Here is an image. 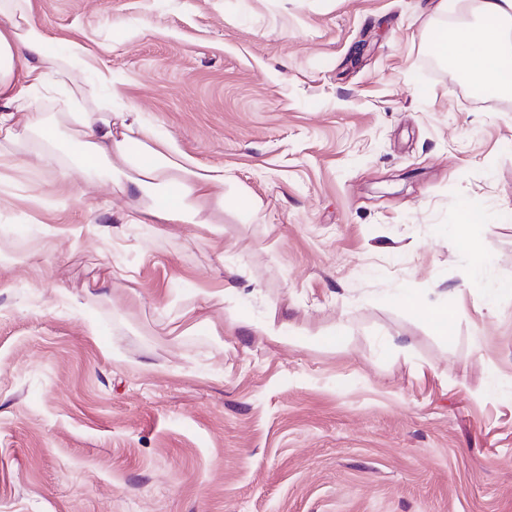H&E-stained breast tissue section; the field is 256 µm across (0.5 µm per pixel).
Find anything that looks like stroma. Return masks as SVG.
<instances>
[{
  "mask_svg": "<svg viewBox=\"0 0 512 512\" xmlns=\"http://www.w3.org/2000/svg\"><path fill=\"white\" fill-rule=\"evenodd\" d=\"M31 7L223 169L224 232L127 223L65 128L0 144V512H512V291L485 305L512 281V97L429 63L475 9ZM403 288L454 311L449 335ZM269 320L287 342L247 335ZM467 226V224H458L456 235L466 242L472 268L477 275H480L487 265V254L481 242L468 239Z\"/></svg>",
  "mask_w": 512,
  "mask_h": 512,
  "instance_id": "35a3bbf8",
  "label": "stroma"
}]
</instances>
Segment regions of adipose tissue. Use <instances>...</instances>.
<instances>
[{"label": "adipose tissue", "instance_id": "ef3b65f1", "mask_svg": "<svg viewBox=\"0 0 512 512\" xmlns=\"http://www.w3.org/2000/svg\"><path fill=\"white\" fill-rule=\"evenodd\" d=\"M509 26L512 0H479L474 26L437 28L430 44L439 57L461 61L474 85L511 92L512 40L503 33ZM85 56L77 42L49 51L30 0H0V138L15 140L18 126L24 125L38 127L49 140L59 120H67L83 148L79 172L85 186L95 185L101 166L129 168L133 174L118 184V191L150 197L149 205L129 215V223H218L224 201L216 190L224 185L223 169L200 166L120 98H113L106 111H87L74 86ZM53 84L66 91L73 107L62 118L35 109L37 94Z\"/></svg>", "mask_w": 512, "mask_h": 512}]
</instances>
